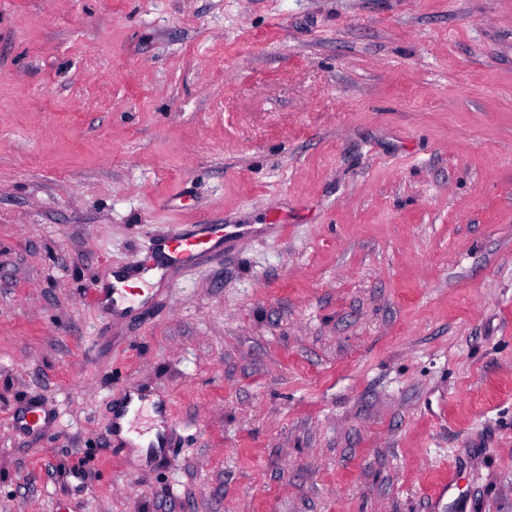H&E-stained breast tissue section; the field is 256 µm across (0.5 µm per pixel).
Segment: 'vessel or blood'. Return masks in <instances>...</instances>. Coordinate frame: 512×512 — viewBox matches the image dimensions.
I'll return each mask as SVG.
<instances>
[{"instance_id": "1", "label": "vessel or blood", "mask_w": 512, "mask_h": 512, "mask_svg": "<svg viewBox=\"0 0 512 512\" xmlns=\"http://www.w3.org/2000/svg\"><path fill=\"white\" fill-rule=\"evenodd\" d=\"M224 236L225 227L221 224H202L194 231L164 235L153 240L138 265L142 271H150L156 255L161 253L169 265L191 266L202 254L220 249L224 243ZM143 294V288L115 284L112 280V271L108 268L102 271L93 285V302L108 316L119 310L131 309L135 297ZM48 419V412L37 405L29 406L13 417L14 425L19 429L44 426Z\"/></svg>"}]
</instances>
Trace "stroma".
<instances>
[{"mask_svg": "<svg viewBox=\"0 0 512 512\" xmlns=\"http://www.w3.org/2000/svg\"><path fill=\"white\" fill-rule=\"evenodd\" d=\"M0 512H512V0H0ZM224 224H200L195 231L171 233L156 238L149 245L147 254L135 263L143 273L152 270L157 253L165 254L166 263L176 267H189L205 253L217 251L227 233ZM167 251V253H165ZM117 283L112 282V268L106 267L93 284V302L107 317L119 310L128 312L129 309H135L132 307L134 297H144L139 303L146 299L143 288L131 287L130 283L119 286L121 281ZM15 427L19 429H34L42 427L49 421V413L40 406L31 405L13 416Z\"/></svg>", "mask_w": 512, "mask_h": 512, "instance_id": "35a3bbf8", "label": "stroma"}]
</instances>
